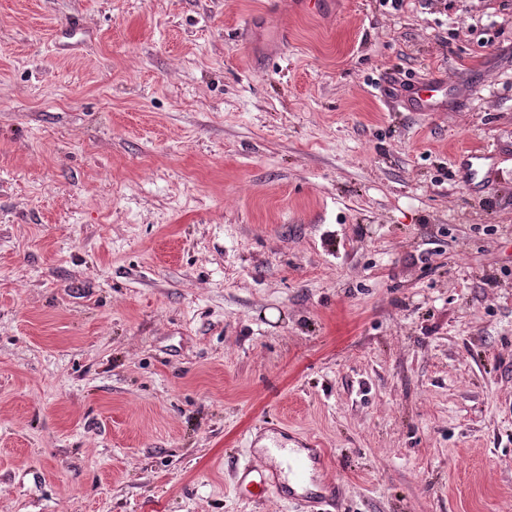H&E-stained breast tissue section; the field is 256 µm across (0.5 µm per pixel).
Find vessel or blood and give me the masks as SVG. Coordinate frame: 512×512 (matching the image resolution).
I'll return each mask as SVG.
<instances>
[{
  "label": "vessel or blood",
  "mask_w": 512,
  "mask_h": 512,
  "mask_svg": "<svg viewBox=\"0 0 512 512\" xmlns=\"http://www.w3.org/2000/svg\"><path fill=\"white\" fill-rule=\"evenodd\" d=\"M448 104V82L435 77L416 86L407 100L412 112H442ZM264 462H246L239 466V482L253 488L257 494L275 492L287 501L303 502L306 512H334L339 501L333 483L322 489H310L314 474L322 464V452L317 448L301 450L288 447L278 437H271L263 450Z\"/></svg>",
  "instance_id": "b4317fda"
}]
</instances>
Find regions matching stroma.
<instances>
[{"label":"stroma","mask_w":512,"mask_h":512,"mask_svg":"<svg viewBox=\"0 0 512 512\" xmlns=\"http://www.w3.org/2000/svg\"><path fill=\"white\" fill-rule=\"evenodd\" d=\"M266 422L342 512H512V0H0V512H303ZM447 104L448 80L440 77L421 82L407 99L410 112H444ZM272 434L269 444L264 447L263 456L273 460L275 465L268 466L254 461L239 465L237 469L240 485L253 488L259 495L273 491L286 501H302L306 512L337 511L339 501L333 483L327 482L319 490L308 488L309 482H314V474L322 464L321 449L290 448L275 433ZM302 451L306 452L305 456Z\"/></svg>","instance_id":"1"}]
</instances>
